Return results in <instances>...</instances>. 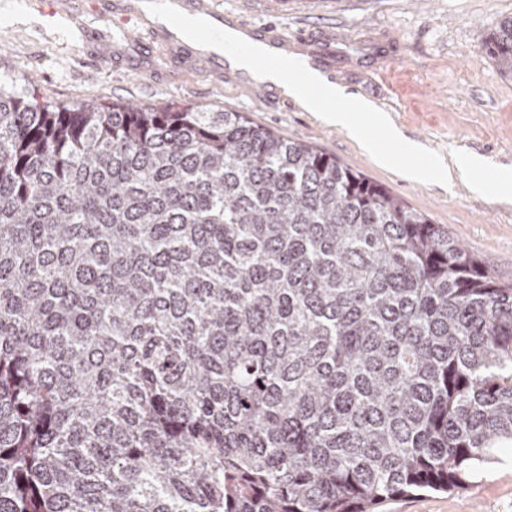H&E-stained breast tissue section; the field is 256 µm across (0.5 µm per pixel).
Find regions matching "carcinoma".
Instances as JSON below:
<instances>
[{"label":"carcinoma","instance_id":"cac0c4a2","mask_svg":"<svg viewBox=\"0 0 512 512\" xmlns=\"http://www.w3.org/2000/svg\"><path fill=\"white\" fill-rule=\"evenodd\" d=\"M503 448L512 285L428 215L241 112L0 85V512H376Z\"/></svg>","mask_w":512,"mask_h":512}]
</instances>
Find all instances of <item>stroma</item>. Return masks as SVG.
I'll list each match as a JSON object with an SVG mask.
<instances>
[{
	"mask_svg": "<svg viewBox=\"0 0 512 512\" xmlns=\"http://www.w3.org/2000/svg\"><path fill=\"white\" fill-rule=\"evenodd\" d=\"M43 0H0V82L56 105L132 104L247 115L284 138L316 146L444 225L496 281L512 284V202L495 176L512 168V79L483 43L512 0H209L231 23L268 27L289 55L328 66L345 95L369 102L425 154L483 159L484 184L415 180L377 163L344 128L232 69L191 64L156 31L117 37L126 0H67L86 35L57 37ZM379 512H512V449L474 488L394 498Z\"/></svg>",
	"mask_w": 512,
	"mask_h": 512,
	"instance_id": "obj_1",
	"label": "stroma"
}]
</instances>
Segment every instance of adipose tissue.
I'll return each mask as SVG.
<instances>
[{"label": "adipose tissue", "mask_w": 512, "mask_h": 512, "mask_svg": "<svg viewBox=\"0 0 512 512\" xmlns=\"http://www.w3.org/2000/svg\"><path fill=\"white\" fill-rule=\"evenodd\" d=\"M267 51L263 43H253L251 53L236 59L233 66L247 71L252 80L272 84L284 95L295 98L305 109L317 113L327 125L340 126L355 136H362L360 119L370 113L367 103L356 98H340L336 87L301 60L292 58L284 66L257 68L258 56ZM390 138L397 145L396 151H384L370 140L366 141L365 148L380 164L405 167L409 175L419 180H450L460 174L476 172L483 165L481 157L475 154L454 156L448 164L434 158L423 161L419 159V149L414 143L401 140L395 132H391Z\"/></svg>", "instance_id": "obj_1"}]
</instances>
